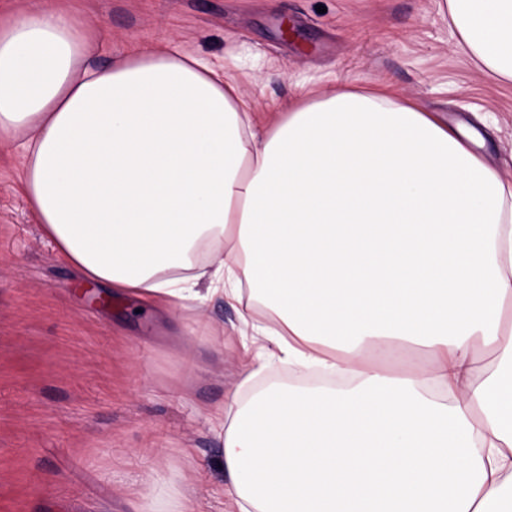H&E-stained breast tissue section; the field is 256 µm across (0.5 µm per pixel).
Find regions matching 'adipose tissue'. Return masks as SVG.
Here are the masks:
<instances>
[{"label":"adipose tissue","instance_id":"1","mask_svg":"<svg viewBox=\"0 0 512 512\" xmlns=\"http://www.w3.org/2000/svg\"><path fill=\"white\" fill-rule=\"evenodd\" d=\"M447 7L512 82V0ZM100 33L63 6L0 19V138L60 258L129 298L228 297L343 381L243 372L209 418L238 512H512V168L376 88L302 84L262 127L229 67L174 44L84 67ZM395 346L429 360L393 375Z\"/></svg>","mask_w":512,"mask_h":512}]
</instances>
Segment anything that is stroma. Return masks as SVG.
<instances>
[{
	"mask_svg": "<svg viewBox=\"0 0 512 512\" xmlns=\"http://www.w3.org/2000/svg\"><path fill=\"white\" fill-rule=\"evenodd\" d=\"M67 2L102 25L88 63L172 40L229 65L262 119L287 109L301 76L324 90L387 85L445 123L481 127L488 159L512 166V84L455 51L445 0ZM285 17L297 38L282 37ZM18 166L16 142L0 141V512H141L154 479L196 512H231L207 417L257 362L239 305L90 302L101 285L58 257Z\"/></svg>",
	"mask_w": 512,
	"mask_h": 512,
	"instance_id": "obj_1",
	"label": "stroma"
}]
</instances>
